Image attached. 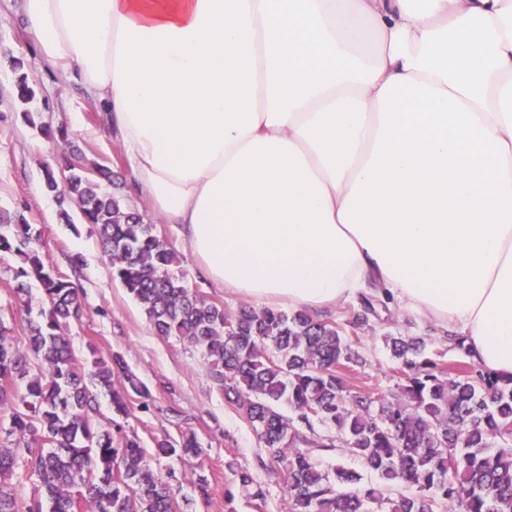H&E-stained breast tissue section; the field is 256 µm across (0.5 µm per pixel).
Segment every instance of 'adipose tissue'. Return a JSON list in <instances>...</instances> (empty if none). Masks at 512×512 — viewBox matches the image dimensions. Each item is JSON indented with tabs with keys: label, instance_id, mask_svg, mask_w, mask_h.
<instances>
[{
	"label": "adipose tissue",
	"instance_id": "adipose-tissue-1",
	"mask_svg": "<svg viewBox=\"0 0 512 512\" xmlns=\"http://www.w3.org/2000/svg\"><path fill=\"white\" fill-rule=\"evenodd\" d=\"M217 287L390 298L512 375V0H19Z\"/></svg>",
	"mask_w": 512,
	"mask_h": 512
}]
</instances>
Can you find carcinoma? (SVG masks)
I'll use <instances>...</instances> for the list:
<instances>
[{"label":"carcinoma","instance_id":"cac0c4a2","mask_svg":"<svg viewBox=\"0 0 512 512\" xmlns=\"http://www.w3.org/2000/svg\"><path fill=\"white\" fill-rule=\"evenodd\" d=\"M16 92L24 104L35 98L25 75ZM94 169L89 177L70 163L61 185L47 168L44 188L97 229L113 279L141 305L155 335L201 353L217 389L256 433L262 466L283 472L286 512H512V377L473 363L447 370L424 337L389 334L386 349L404 373L401 395L354 392L340 369L366 360L349 337L304 310L248 305L230 313L199 295L153 225L112 191L111 168ZM2 252L20 259L12 292L26 319L20 343L0 316V435L11 444L0 448V512H179L174 473L162 475L151 460L201 455L196 433L157 437L146 449L117 420L99 424L98 394L126 419L135 396L149 410V390L117 353L92 348L89 358H76L65 330L82 318L78 290L45 262L40 233L24 217L0 233ZM35 285L44 302L33 318ZM375 316L366 298L350 326ZM338 443L380 483L363 485L343 466L322 469L311 449ZM20 468L36 483L27 501L11 482ZM234 483L247 498L266 497L245 469Z\"/></svg>","mask_w":512,"mask_h":512}]
</instances>
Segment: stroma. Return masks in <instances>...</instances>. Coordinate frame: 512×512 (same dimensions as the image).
<instances>
[{
  "instance_id": "obj_1",
  "label": "stroma",
  "mask_w": 512,
  "mask_h": 512,
  "mask_svg": "<svg viewBox=\"0 0 512 512\" xmlns=\"http://www.w3.org/2000/svg\"><path fill=\"white\" fill-rule=\"evenodd\" d=\"M18 58L25 63L20 71L14 65ZM22 72L36 92L35 101L27 106L15 94L16 79ZM26 111L32 113L33 122L24 121ZM43 125L65 128L67 142L45 138L39 131ZM72 157L87 166H110L119 173L120 194L153 225L156 236L177 252L190 287L227 310L243 305V298L202 279L176 225L155 214L136 185L123 144L109 133L103 109L80 92L71 71L41 57L17 10V0H0V220L24 215L41 233L46 262L77 287L83 316L67 329L77 357L86 358L93 348L105 355L120 354L150 391L148 410H134L125 422L126 430L136 433L147 446L153 437L167 434L175 438L188 429L201 440V456L167 458L153 464L161 473L175 471L181 512H282L283 473L261 467L256 434L213 384L200 353L177 338L153 333L142 307L113 281L109 259L91 225L81 223L72 228L61 223L59 199L43 186V166L51 164L61 177L66 173L65 160ZM76 253L83 262L75 268L69 257ZM396 332L443 334L434 322L414 319L397 302L379 301L376 318L351 335L366 360L365 366L347 375L353 391L381 399L397 394L404 377L382 342L384 334ZM240 469L251 472L267 488L266 499L228 497L234 473ZM200 475L209 482L205 499L192 487Z\"/></svg>"
}]
</instances>
